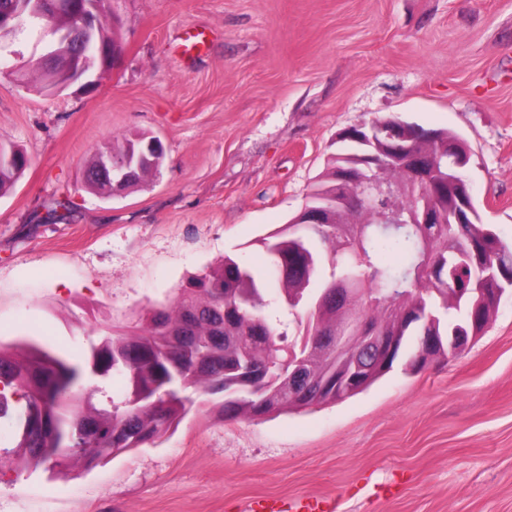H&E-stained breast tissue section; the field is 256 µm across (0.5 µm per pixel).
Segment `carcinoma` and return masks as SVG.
<instances>
[{"label": "carcinoma", "mask_w": 512, "mask_h": 512, "mask_svg": "<svg viewBox=\"0 0 512 512\" xmlns=\"http://www.w3.org/2000/svg\"><path fill=\"white\" fill-rule=\"evenodd\" d=\"M33 30L75 21L46 0H0V12ZM82 46L95 54L93 40L76 34L57 47V59L35 61L40 76L57 69L60 59ZM404 140L379 138L370 151L352 128L339 136L309 200L292 223L262 239L271 256L272 276L281 302H306L303 344L282 347L287 333L260 313L267 282L237 259L226 256L194 276L168 304L151 308L146 324L95 347L91 361L73 362L59 353L29 347L23 354L0 344V422H7L14 445L0 448L4 464L21 473L44 466L64 471L92 466L116 453L139 448L165 434L188 413L191 400L172 391V366L186 369L185 390L223 395L214 404L225 419L250 418L336 402L323 391L316 399H301L280 385L288 360L304 356L316 336H341L347 350L358 352L363 340L358 320L385 336L404 337L410 356L423 335L444 338L459 331L481 336L495 319L498 306L475 305V297L460 293L478 272L503 268L512 275V245L493 225L481 221L466 191L456 183L458 167L439 146H451L457 161L468 165L467 141L448 130H427L408 123ZM398 150L415 158L391 159ZM26 169V155L13 164L0 163V192L15 184ZM372 172L398 188L396 205L404 220L398 229L381 221L383 205L351 206L342 202L351 184L342 178ZM325 214V223L309 224V213ZM394 249L403 262L394 266L383 251ZM331 272L321 276L325 256ZM432 312L436 321L427 331L418 312ZM128 380L121 399L109 397L99 407L82 392L91 364ZM336 359L311 357L309 375L323 377Z\"/></svg>", "instance_id": "1"}]
</instances>
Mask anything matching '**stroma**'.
Returning a JSON list of instances; mask_svg holds the SVG:
<instances>
[{
  "label": "stroma",
  "mask_w": 512,
  "mask_h": 512,
  "mask_svg": "<svg viewBox=\"0 0 512 512\" xmlns=\"http://www.w3.org/2000/svg\"><path fill=\"white\" fill-rule=\"evenodd\" d=\"M118 66L43 91L49 34L0 50V145L29 164L0 196V342L88 361L188 280L304 208L346 128L396 116L464 137L483 222L512 243V0H110ZM205 43L187 53L182 40ZM146 132L157 173L116 196L83 172ZM68 209H61V201ZM259 496L337 512H512V295L466 351L346 400L222 419L208 397L95 468L0 469V512H242Z\"/></svg>",
  "instance_id": "35a3bbf8"
}]
</instances>
